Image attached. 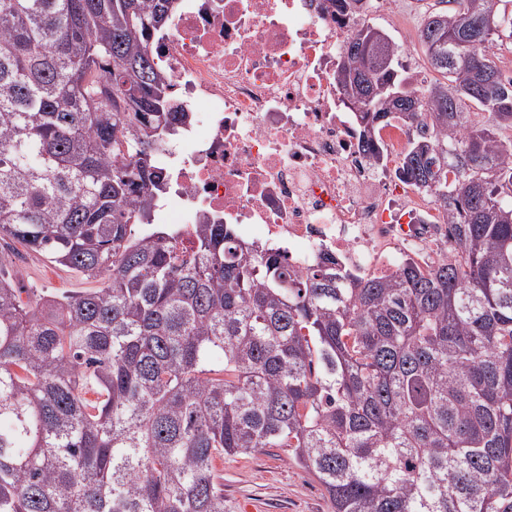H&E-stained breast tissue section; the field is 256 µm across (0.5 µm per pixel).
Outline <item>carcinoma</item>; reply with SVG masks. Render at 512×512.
<instances>
[{
  "label": "carcinoma",
  "mask_w": 512,
  "mask_h": 512,
  "mask_svg": "<svg viewBox=\"0 0 512 512\" xmlns=\"http://www.w3.org/2000/svg\"><path fill=\"white\" fill-rule=\"evenodd\" d=\"M451 1L425 89L369 23L336 65L372 156L420 121L400 172L448 206L446 257L384 277L152 223L189 118L146 50L174 0H0V252L102 282L24 303L0 271V512H228L215 459L263 448L333 512H512V0Z\"/></svg>",
  "instance_id": "carcinoma-1"
}]
</instances>
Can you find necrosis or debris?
<instances>
[{
	"instance_id": "4bbe7bcc",
	"label": "necrosis or debris",
	"mask_w": 512,
	"mask_h": 512,
	"mask_svg": "<svg viewBox=\"0 0 512 512\" xmlns=\"http://www.w3.org/2000/svg\"><path fill=\"white\" fill-rule=\"evenodd\" d=\"M356 23L331 0H179L147 42L189 120L154 156L169 181L155 211L189 233L232 224L299 272L327 259L388 276L447 253L448 210L399 178L412 130L363 150L336 63Z\"/></svg>"
}]
</instances>
